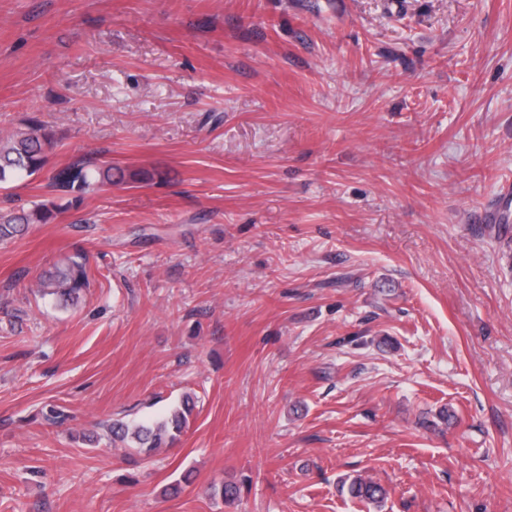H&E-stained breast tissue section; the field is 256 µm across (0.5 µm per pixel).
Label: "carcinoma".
I'll list each match as a JSON object with an SVG mask.
<instances>
[{
  "label": "carcinoma",
  "instance_id": "1",
  "mask_svg": "<svg viewBox=\"0 0 512 512\" xmlns=\"http://www.w3.org/2000/svg\"><path fill=\"white\" fill-rule=\"evenodd\" d=\"M56 146L52 130L36 117L27 120L25 128L0 136V187L39 173ZM161 178L160 172L145 167L120 169L106 161L84 159L75 161L54 175L50 188L61 196L79 203L84 196L116 184H149ZM62 206L53 201H41L29 208L0 209V241L12 239L31 224H50L58 218ZM93 276L86 256L76 251L57 262L53 270L40 278L38 287L44 294L63 301H75L90 288ZM193 410L190 399L161 419L135 423L114 422L112 441L125 448L150 455L156 449L175 441ZM349 493L355 498L379 504L385 490L375 482L353 480Z\"/></svg>",
  "mask_w": 512,
  "mask_h": 512
}]
</instances>
